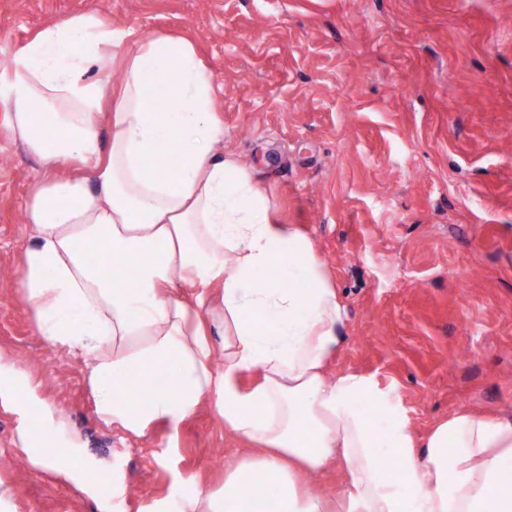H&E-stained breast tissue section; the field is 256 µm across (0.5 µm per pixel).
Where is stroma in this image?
<instances>
[{
	"instance_id": "1",
	"label": "stroma",
	"mask_w": 512,
	"mask_h": 512,
	"mask_svg": "<svg viewBox=\"0 0 512 512\" xmlns=\"http://www.w3.org/2000/svg\"><path fill=\"white\" fill-rule=\"evenodd\" d=\"M85 12L193 40L224 140L272 211L315 243L345 318L329 375L374 376L416 439L460 410L512 420V0H0V63ZM40 161L0 111V362L61 411L116 512L224 484L246 451L203 404L126 439L94 410L79 361L37 331L15 278L21 204ZM0 405V492L15 512H101L82 486L23 466Z\"/></svg>"
}]
</instances>
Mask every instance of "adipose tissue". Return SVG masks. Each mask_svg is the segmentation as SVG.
Returning a JSON list of instances; mask_svg holds the SVG:
<instances>
[{"label": "adipose tissue", "instance_id": "obj_1", "mask_svg": "<svg viewBox=\"0 0 512 512\" xmlns=\"http://www.w3.org/2000/svg\"><path fill=\"white\" fill-rule=\"evenodd\" d=\"M114 62L116 87L88 79ZM0 110L10 140L46 169L22 210L19 293L40 335L82 364L98 417L139 440L208 399L249 445L220 490L143 512H326L306 481L332 459L345 472L339 512H512V421L464 410L420 444L372 376L328 377L340 299L310 238L216 153L224 123L191 41L93 12L46 24L0 70ZM178 285L197 289L195 303L172 295ZM252 373L259 382L242 388ZM0 401L22 414L26 461L60 472L65 454L30 422L55 435L65 417L29 415L5 366ZM251 480L272 497L248 496Z\"/></svg>", "mask_w": 512, "mask_h": 512}]
</instances>
